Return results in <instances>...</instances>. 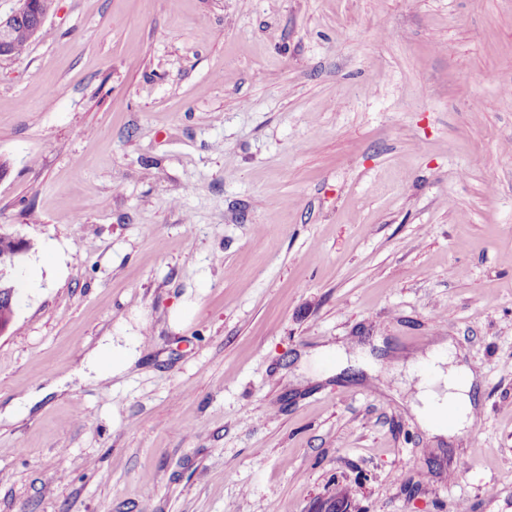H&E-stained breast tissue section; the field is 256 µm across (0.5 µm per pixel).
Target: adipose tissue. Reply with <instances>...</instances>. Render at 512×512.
I'll use <instances>...</instances> for the list:
<instances>
[{"mask_svg": "<svg viewBox=\"0 0 512 512\" xmlns=\"http://www.w3.org/2000/svg\"><path fill=\"white\" fill-rule=\"evenodd\" d=\"M139 355L138 342L109 341L87 353L84 362L98 379L103 380L121 374ZM432 366V379L419 385L410 402L412 412L438 435L472 424L473 373L466 367L447 364L445 357L437 354L432 357Z\"/></svg>", "mask_w": 512, "mask_h": 512, "instance_id": "obj_1", "label": "adipose tissue"}]
</instances>
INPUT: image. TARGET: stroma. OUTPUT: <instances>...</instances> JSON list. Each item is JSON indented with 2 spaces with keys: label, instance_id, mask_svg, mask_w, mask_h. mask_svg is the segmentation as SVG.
Listing matches in <instances>:
<instances>
[{
  "label": "stroma",
  "instance_id": "1",
  "mask_svg": "<svg viewBox=\"0 0 512 512\" xmlns=\"http://www.w3.org/2000/svg\"><path fill=\"white\" fill-rule=\"evenodd\" d=\"M44 28L0 59V512H512V0ZM107 336L141 358L83 376ZM445 338L480 416L444 440L408 403Z\"/></svg>",
  "mask_w": 512,
  "mask_h": 512
}]
</instances>
